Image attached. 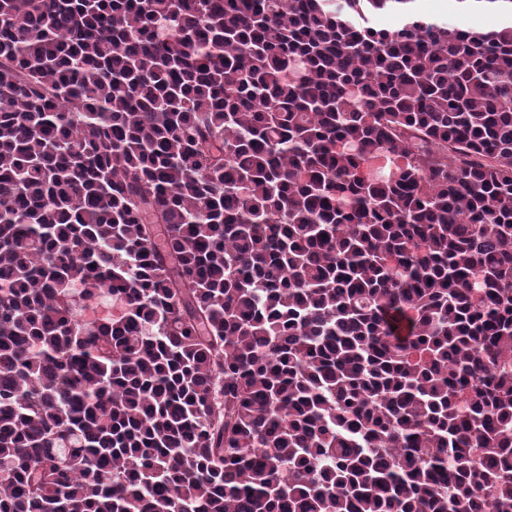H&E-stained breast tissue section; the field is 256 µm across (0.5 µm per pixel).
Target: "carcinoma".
<instances>
[{
	"instance_id": "carcinoma-1",
	"label": "carcinoma",
	"mask_w": 512,
	"mask_h": 512,
	"mask_svg": "<svg viewBox=\"0 0 512 512\" xmlns=\"http://www.w3.org/2000/svg\"><path fill=\"white\" fill-rule=\"evenodd\" d=\"M413 2L0 0V512H512V23ZM417 13L463 27L495 28L510 21V16L491 10H464L456 0H443L440 3L431 0H416Z\"/></svg>"
}]
</instances>
